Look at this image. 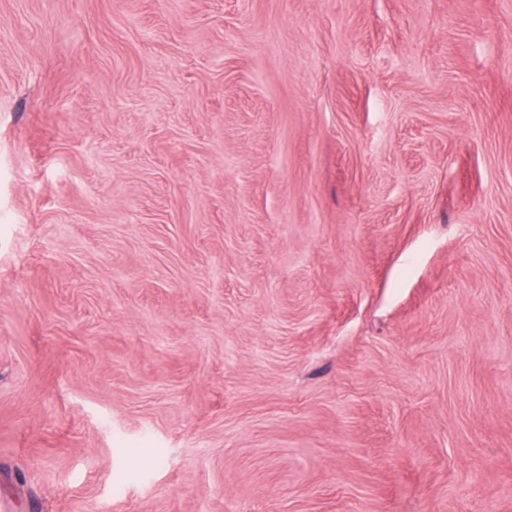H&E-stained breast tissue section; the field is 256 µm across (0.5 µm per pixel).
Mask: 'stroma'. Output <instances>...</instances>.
<instances>
[{
    "mask_svg": "<svg viewBox=\"0 0 512 512\" xmlns=\"http://www.w3.org/2000/svg\"><path fill=\"white\" fill-rule=\"evenodd\" d=\"M0 512H512V0H0Z\"/></svg>",
    "mask_w": 512,
    "mask_h": 512,
    "instance_id": "obj_1",
    "label": "stroma"
}]
</instances>
